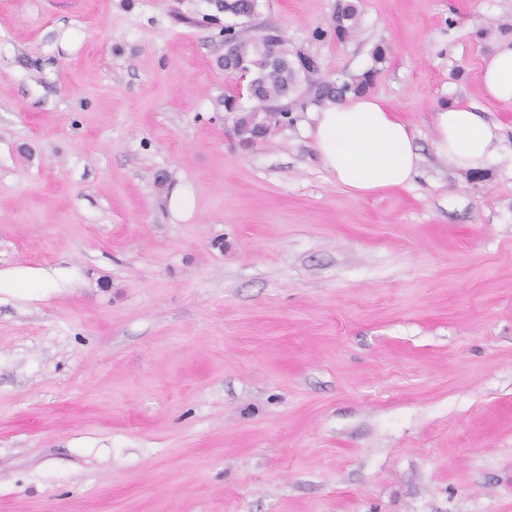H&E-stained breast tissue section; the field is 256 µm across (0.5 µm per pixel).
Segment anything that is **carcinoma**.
<instances>
[{"label": "carcinoma", "mask_w": 512, "mask_h": 512, "mask_svg": "<svg viewBox=\"0 0 512 512\" xmlns=\"http://www.w3.org/2000/svg\"><path fill=\"white\" fill-rule=\"evenodd\" d=\"M220 9L233 18H249L259 6L258 0H219ZM357 9L350 3L343 4L336 14V37L342 39L355 26ZM228 37L224 39V70L234 71L240 64H247L255 80L247 92L249 103L241 102L237 94L224 98L228 112L237 113L235 130L244 145L269 136L283 126L290 112L288 99L306 98L314 103L325 100H343L350 93H361L371 84L374 71L368 70L357 82L332 81L306 83L300 77L318 71L314 59L298 49L288 48V40L278 28L272 27L258 36H247L240 28L224 26Z\"/></svg>", "instance_id": "1"}]
</instances>
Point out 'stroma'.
<instances>
[{"mask_svg": "<svg viewBox=\"0 0 512 512\" xmlns=\"http://www.w3.org/2000/svg\"><path fill=\"white\" fill-rule=\"evenodd\" d=\"M342 2L241 27L375 69L421 162L368 197L300 110L240 143L216 0H0V268L79 274L0 302V512H512V0ZM456 101L501 161L438 158ZM486 93L497 101L512 103V37L502 39L481 66Z\"/></svg>", "mask_w": 512, "mask_h": 512, "instance_id": "stroma-1", "label": "stroma"}]
</instances>
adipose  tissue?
<instances>
[{"label":"adipose tissue","mask_w":512,"mask_h":512,"mask_svg":"<svg viewBox=\"0 0 512 512\" xmlns=\"http://www.w3.org/2000/svg\"><path fill=\"white\" fill-rule=\"evenodd\" d=\"M486 93L512 103V37L498 42L481 66ZM308 128L324 168L350 194L365 197L404 188L419 174L414 131L383 100L350 95L310 112ZM435 152L456 168L476 171L497 157L501 128L468 105L440 108L433 115ZM77 277L71 268L17 264L0 268V297L22 302L49 298Z\"/></svg>","instance_id":"ef3b65f1"}]
</instances>
